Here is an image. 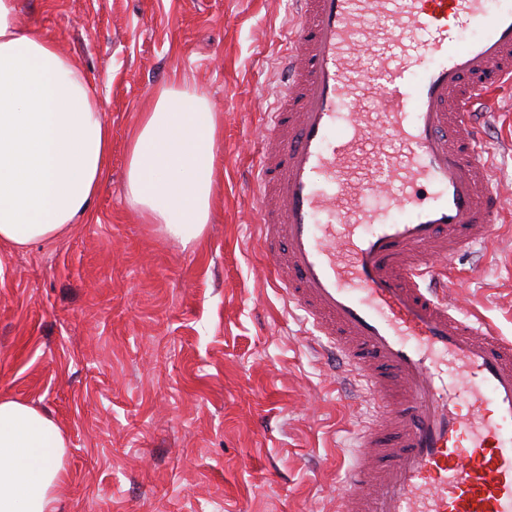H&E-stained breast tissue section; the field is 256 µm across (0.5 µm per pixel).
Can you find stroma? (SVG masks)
<instances>
[{"label":"stroma","instance_id":"obj_1","mask_svg":"<svg viewBox=\"0 0 512 512\" xmlns=\"http://www.w3.org/2000/svg\"><path fill=\"white\" fill-rule=\"evenodd\" d=\"M291 0H19L21 24L74 57L112 133L89 219L0 247V397L69 439L60 512H333L362 400L313 348L257 242L248 170L266 143ZM218 114L210 222L192 247L125 194L139 112L172 79ZM486 154L512 200V85ZM455 263L451 298L512 339V223Z\"/></svg>","mask_w":512,"mask_h":512}]
</instances>
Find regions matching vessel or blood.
<instances>
[{"mask_svg": "<svg viewBox=\"0 0 512 512\" xmlns=\"http://www.w3.org/2000/svg\"><path fill=\"white\" fill-rule=\"evenodd\" d=\"M293 3L257 223L319 351L368 400L335 512H512V340L424 285L506 208L474 109L512 82V8ZM463 24L480 34L459 45Z\"/></svg>", "mask_w": 512, "mask_h": 512, "instance_id": "b4317fda", "label": "vessel or blood"}]
</instances>
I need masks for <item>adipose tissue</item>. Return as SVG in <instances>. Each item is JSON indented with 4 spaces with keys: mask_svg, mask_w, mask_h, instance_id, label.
Here are the masks:
<instances>
[{
    "mask_svg": "<svg viewBox=\"0 0 512 512\" xmlns=\"http://www.w3.org/2000/svg\"><path fill=\"white\" fill-rule=\"evenodd\" d=\"M218 126L212 104L173 85L141 112L127 195L182 246L210 220ZM112 161L110 130L79 64L0 0V245L21 250L86 219ZM68 439L51 416L0 398V512H55Z\"/></svg>",
    "mask_w": 512,
    "mask_h": 512,
    "instance_id": "1",
    "label": "adipose tissue"
}]
</instances>
